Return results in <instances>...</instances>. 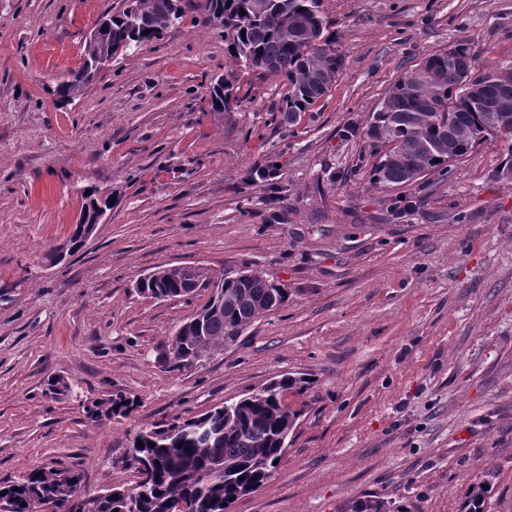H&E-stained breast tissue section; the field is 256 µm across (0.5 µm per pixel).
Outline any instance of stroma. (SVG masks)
I'll return each instance as SVG.
<instances>
[{
	"instance_id": "35a3bbf8",
	"label": "stroma",
	"mask_w": 512,
	"mask_h": 512,
	"mask_svg": "<svg viewBox=\"0 0 512 512\" xmlns=\"http://www.w3.org/2000/svg\"><path fill=\"white\" fill-rule=\"evenodd\" d=\"M126 0H0V481L78 467V498L138 475V431L200 415L283 376L297 426L270 478L231 512H340L377 495L407 512H512V180L488 140L398 188L374 184L368 136L388 88L468 41L475 71L512 62V0H324L344 64L296 125L288 91L244 68L218 30L184 21L132 48L69 102L99 17ZM239 100L214 115L211 79ZM281 163L276 186L248 172ZM117 205L82 248L50 250L84 188ZM285 214L278 223L277 214ZM246 267L288 299L193 366L157 362L206 290L168 301L137 281L159 267ZM69 385L45 395L48 378ZM120 392L125 418L85 409Z\"/></svg>"
}]
</instances>
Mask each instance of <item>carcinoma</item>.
<instances>
[{
  "label": "carcinoma",
  "instance_id": "cac0c4a2",
  "mask_svg": "<svg viewBox=\"0 0 512 512\" xmlns=\"http://www.w3.org/2000/svg\"><path fill=\"white\" fill-rule=\"evenodd\" d=\"M127 2L85 41L81 67L57 88L60 99H75L116 55L161 38L186 18L183 0ZM192 9L203 25L224 32L233 58L284 80L288 92L277 111L286 123L295 124L337 82L343 57L329 31L323 0H196ZM474 69L469 43L461 41L425 57L396 80L368 127L371 139L388 145L374 170L375 182L408 186L427 172L445 170L489 138L508 142V156L493 177L512 179V66L479 76ZM234 90L235 77L215 80L210 91L215 114L231 110ZM82 198L89 223L112 202L110 196L98 197L95 189ZM194 278L206 280L209 274L198 267L192 273L162 268L142 278L137 290L152 298H176ZM222 291L223 300L208 301L176 330L160 364L193 366L215 343L235 342L245 327L288 299L287 289L249 271L242 278H224ZM304 384L302 378L283 377L254 399L243 397L137 433L131 442L134 467L150 470L152 477L135 510L128 507L127 488L117 486L93 498V512H170L182 501L190 512H229L235 501L262 486L276 468L274 461L281 460L298 418L285 402L286 392H300ZM135 407V400L119 393L87 409V419L126 417ZM81 480L76 468L36 467L0 481V512H32L36 502L52 512H72L70 502ZM344 512L408 510L367 495L349 502Z\"/></svg>",
  "mask_w": 512,
  "mask_h": 512
}]
</instances>
